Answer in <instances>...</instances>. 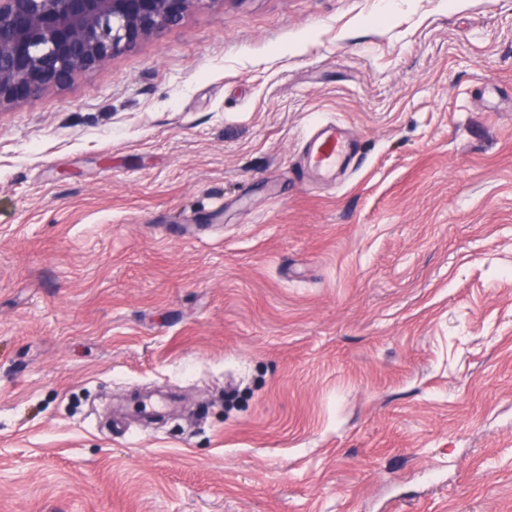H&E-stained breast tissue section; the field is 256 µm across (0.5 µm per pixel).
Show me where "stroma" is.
Here are the masks:
<instances>
[{"label": "stroma", "instance_id": "obj_1", "mask_svg": "<svg viewBox=\"0 0 512 512\" xmlns=\"http://www.w3.org/2000/svg\"><path fill=\"white\" fill-rule=\"evenodd\" d=\"M0 512H512V0H210L0 107ZM303 165L296 173L299 179L333 182L347 170L358 155V146L335 121H320L304 136Z\"/></svg>", "mask_w": 512, "mask_h": 512}]
</instances>
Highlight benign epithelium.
<instances>
[{
    "mask_svg": "<svg viewBox=\"0 0 512 512\" xmlns=\"http://www.w3.org/2000/svg\"><path fill=\"white\" fill-rule=\"evenodd\" d=\"M215 0H0V106L69 84Z\"/></svg>",
    "mask_w": 512,
    "mask_h": 512,
    "instance_id": "7a95c632",
    "label": "benign epithelium"
}]
</instances>
